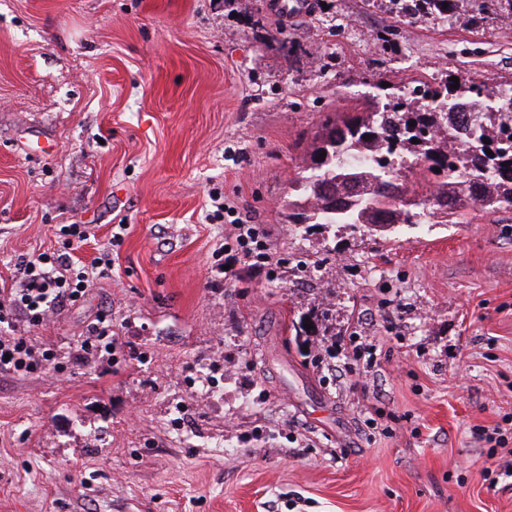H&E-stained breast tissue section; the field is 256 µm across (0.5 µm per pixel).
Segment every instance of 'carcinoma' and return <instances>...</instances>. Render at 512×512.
I'll return each instance as SVG.
<instances>
[{
  "label": "carcinoma",
  "instance_id": "obj_1",
  "mask_svg": "<svg viewBox=\"0 0 512 512\" xmlns=\"http://www.w3.org/2000/svg\"><path fill=\"white\" fill-rule=\"evenodd\" d=\"M456 2L408 0L404 12L413 19H446ZM453 85L447 78L406 93L379 83L369 111L325 113L301 176L304 198L288 202L290 223L366 224L385 232L446 224L448 215L458 217L471 207L512 209V83L489 89L462 78L458 88ZM475 92L491 111L473 113L467 138L450 152L455 111ZM409 146L422 181L432 187L421 197L391 182L393 174H403L398 158Z\"/></svg>",
  "mask_w": 512,
  "mask_h": 512
}]
</instances>
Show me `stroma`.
<instances>
[{"label":"stroma","mask_w":512,"mask_h":512,"mask_svg":"<svg viewBox=\"0 0 512 512\" xmlns=\"http://www.w3.org/2000/svg\"><path fill=\"white\" fill-rule=\"evenodd\" d=\"M292 2L0 0V301L61 225L90 226L83 263L112 258L81 304L0 323L55 355L0 371V512H512L475 437L512 417V210L288 221L323 112L376 82H512V26L499 0L479 24L465 2L449 24ZM104 313L111 360H77ZM342 336L374 365L332 375Z\"/></svg>","instance_id":"stroma-1"}]
</instances>
